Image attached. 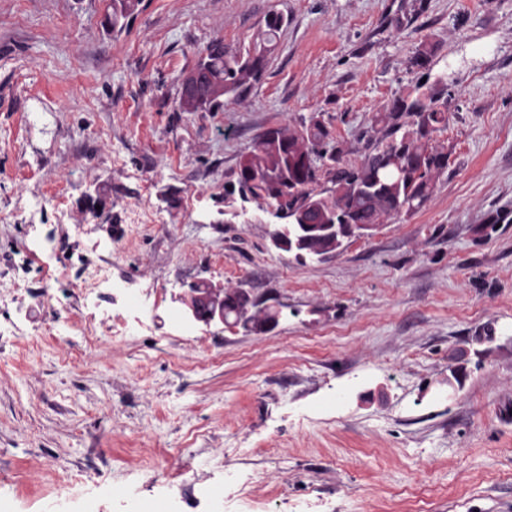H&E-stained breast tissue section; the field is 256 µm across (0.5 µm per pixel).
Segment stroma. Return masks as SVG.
<instances>
[{"instance_id":"1","label":"stroma","mask_w":512,"mask_h":512,"mask_svg":"<svg viewBox=\"0 0 512 512\" xmlns=\"http://www.w3.org/2000/svg\"><path fill=\"white\" fill-rule=\"evenodd\" d=\"M110 11L0 0V512H512V0H142L120 32ZM272 13L246 100L181 111L207 44ZM425 45L452 155L423 208L300 261L274 208L225 205L269 128L323 116L359 160ZM94 182L119 236L80 209ZM200 278L278 327L188 322Z\"/></svg>"}]
</instances>
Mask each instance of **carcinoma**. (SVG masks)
Here are the masks:
<instances>
[{"instance_id":"obj_1","label":"carcinoma","mask_w":512,"mask_h":512,"mask_svg":"<svg viewBox=\"0 0 512 512\" xmlns=\"http://www.w3.org/2000/svg\"><path fill=\"white\" fill-rule=\"evenodd\" d=\"M142 0H112L106 21L121 28L133 17ZM283 25L277 14L268 16L259 41L242 50H229L211 41L200 59L209 78L195 89L192 112H212L224 101H242L260 80L268 55ZM434 52L418 50L410 66L431 73ZM224 87L217 95L214 86ZM448 74L419 85L415 93L399 96L374 116L362 158L341 162V149L331 151V131L311 117L294 129L268 130L239 162V192L264 200L282 212L290 224H334L336 229L380 225L419 211L431 197L437 181L449 165L452 148L439 143L435 134L448 126ZM330 183L322 187L321 181ZM228 316L244 331L254 334L264 321L244 296L229 298Z\"/></svg>"}]
</instances>
